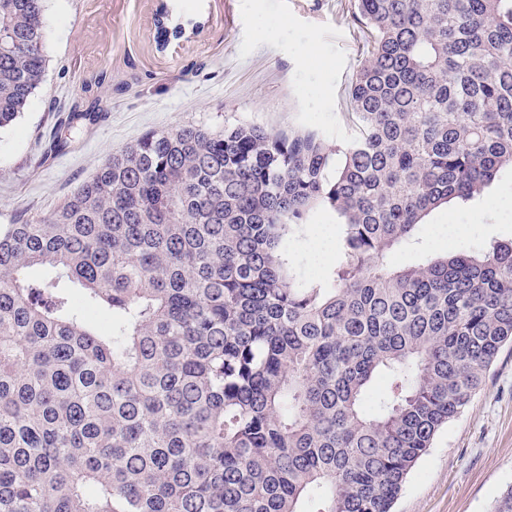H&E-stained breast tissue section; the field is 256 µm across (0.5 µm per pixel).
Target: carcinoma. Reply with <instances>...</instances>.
Wrapping results in <instances>:
<instances>
[{
  "label": "carcinoma",
  "instance_id": "carcinoma-1",
  "mask_svg": "<svg viewBox=\"0 0 512 512\" xmlns=\"http://www.w3.org/2000/svg\"><path fill=\"white\" fill-rule=\"evenodd\" d=\"M45 4L0 0V128L43 76ZM351 9L344 145L150 132L0 226V512H391L512 343V242L388 262L512 170V0ZM316 208L342 258L307 285L285 242Z\"/></svg>",
  "mask_w": 512,
  "mask_h": 512
}]
</instances>
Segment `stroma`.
I'll return each mask as SVG.
<instances>
[{"label": "stroma", "instance_id": "obj_1", "mask_svg": "<svg viewBox=\"0 0 512 512\" xmlns=\"http://www.w3.org/2000/svg\"><path fill=\"white\" fill-rule=\"evenodd\" d=\"M195 23L157 47L156 16ZM46 69L23 113L0 129V225L53 210L106 159L147 133L252 123L351 135L348 86L365 51L350 0H47ZM342 226L311 212L288 241L295 273L329 277ZM512 241V172L482 199L433 211L402 267ZM512 486V343L469 404L409 472L392 512H492Z\"/></svg>", "mask_w": 512, "mask_h": 512}]
</instances>
